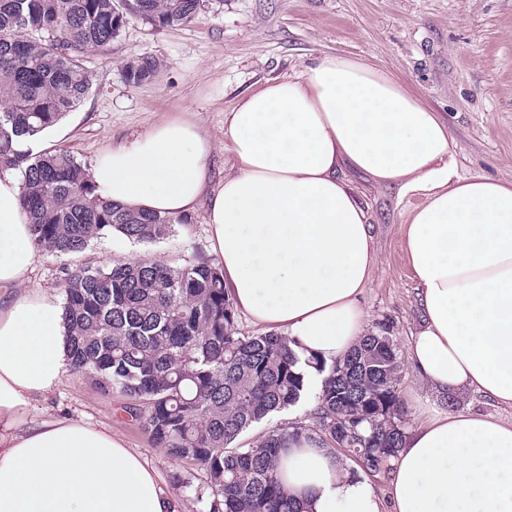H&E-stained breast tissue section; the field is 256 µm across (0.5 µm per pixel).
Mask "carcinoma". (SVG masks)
Segmentation results:
<instances>
[{"label":"carcinoma","mask_w":512,"mask_h":512,"mask_svg":"<svg viewBox=\"0 0 512 512\" xmlns=\"http://www.w3.org/2000/svg\"><path fill=\"white\" fill-rule=\"evenodd\" d=\"M199 0H0V167L19 171L22 204L41 251L65 258L119 233L157 242L182 217L117 206L95 192L90 165L63 148L18 149L74 111L103 52L131 18L156 27L190 22ZM45 31L37 40L28 31ZM163 62L128 60L127 82L154 79ZM69 368L130 400L126 412L151 444L206 472L205 512H297L280 476L288 441L317 437L361 469L386 475L408 421L401 360L380 325L328 364L303 358L286 336H244L224 275L198 254L176 266L139 257L66 270L60 283ZM324 375L312 423L296 421L255 442L254 425L308 399L304 367Z\"/></svg>","instance_id":"obj_1"}]
</instances>
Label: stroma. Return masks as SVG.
Wrapping results in <instances>:
<instances>
[{
	"label": "stroma",
	"instance_id": "obj_1",
	"mask_svg": "<svg viewBox=\"0 0 512 512\" xmlns=\"http://www.w3.org/2000/svg\"><path fill=\"white\" fill-rule=\"evenodd\" d=\"M327 53L382 68L439 112L457 144L459 177L512 181V0H200L194 19L180 27L157 28L133 18L106 51L86 56L92 88L41 146L68 149L91 164L106 150L189 109L217 145L213 175L219 181L233 163L222 148L225 112L266 81L299 72ZM141 56L158 58L165 68L157 79L133 85L125 80L123 66ZM344 175L367 208L378 257L359 304L367 329L383 324L392 331L410 425L433 405L512 417L511 410L478 394L452 404L436 398L408 358L419 305L401 228L423 203L422 193L403 194L349 169ZM208 250L200 210L157 244H134L116 233L72 258L42 255L25 287L55 295L66 268L75 265L105 266L144 255L175 265ZM127 403L121 394L102 391L69 371L47 401L37 403L33 416L80 419L112 430L143 455L182 512H203L194 489L205 485V474L196 472L194 489L180 487L177 478L188 463L152 446L125 413Z\"/></svg>",
	"mask_w": 512,
	"mask_h": 512
}]
</instances>
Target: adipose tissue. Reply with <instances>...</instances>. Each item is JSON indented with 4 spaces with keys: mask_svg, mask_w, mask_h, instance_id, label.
<instances>
[{
    "mask_svg": "<svg viewBox=\"0 0 512 512\" xmlns=\"http://www.w3.org/2000/svg\"><path fill=\"white\" fill-rule=\"evenodd\" d=\"M233 170L212 183L214 146L178 117L91 167L96 192L185 216L205 207L212 262L238 311L332 361L365 336L359 298L377 255L363 203L340 176L420 191L402 226L417 284L413 364L440 398L512 409V182L457 177L447 123L388 72L326 54L267 81L224 114ZM21 180L0 170V512H180L148 462L104 428L27 423L69 362L54 295L24 291L40 257ZM352 460L300 439L281 475L303 512H512V421L432 410L406 432L386 494Z\"/></svg>",
    "mask_w": 512,
    "mask_h": 512,
    "instance_id": "1",
    "label": "adipose tissue"
}]
</instances>
